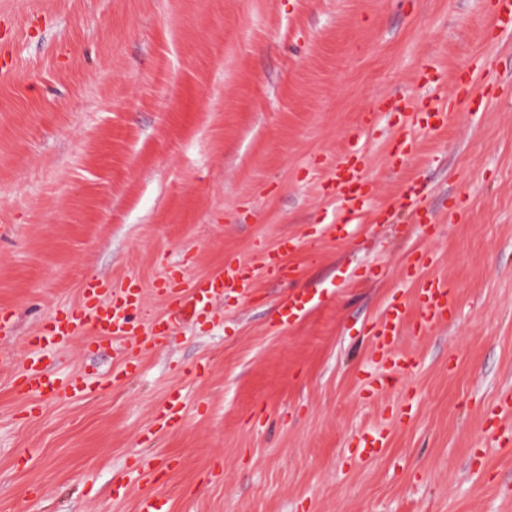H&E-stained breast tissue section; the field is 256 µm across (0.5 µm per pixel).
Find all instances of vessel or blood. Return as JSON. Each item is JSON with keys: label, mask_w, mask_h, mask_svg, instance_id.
<instances>
[{"label": "vessel or blood", "mask_w": 512, "mask_h": 512, "mask_svg": "<svg viewBox=\"0 0 512 512\" xmlns=\"http://www.w3.org/2000/svg\"><path fill=\"white\" fill-rule=\"evenodd\" d=\"M496 76L487 60H479L465 76L455 78L450 92H442L425 102L406 100L397 107L395 132L390 141L388 164L398 169L411 154L420 133L436 132L448 123V110L461 98L475 100L478 91L486 89ZM365 150L360 146L341 155L332 164L322 185L324 193L336 200L339 214L334 224L328 225L330 237H346L352 223L364 213L370 196V183L364 175ZM315 239H284L280 247L264 258L268 275L277 278L294 277L296 269L287 264L288 253L297 247L314 248ZM254 278L253 267L234 261L224 265L221 273L188 281L186 286L170 283L165 287L174 312L191 311L194 318H207L213 302L224 294H249ZM454 290L447 281L434 278L418 279L416 303H408L403 293H394L382 314L368 328L376 351L385 358L396 373H404L411 366L410 358L398 351L401 337L409 324L421 327L447 324L454 307ZM146 297L144 285L136 279L128 280L125 288L112 290L102 282L87 281L83 288V301L79 312L56 311L28 345L31 349L28 366L15 378V388L25 397H59L63 394L91 396L93 383L78 376L58 377L49 374L42 365L43 352L56 350L83 333L108 338L122 344L118 370L129 377L138 369L140 354L162 347L173 327L168 319H155L145 326H138L136 316L141 313ZM314 305V298L307 293L289 294L279 307L278 320L294 322L302 318ZM159 462L153 458L138 457L129 471V479L144 492L137 501V512H170L166 498L153 489L157 481Z\"/></svg>", "instance_id": "obj_1"}]
</instances>
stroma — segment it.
<instances>
[{"label": "stroma", "instance_id": "1", "mask_svg": "<svg viewBox=\"0 0 512 512\" xmlns=\"http://www.w3.org/2000/svg\"><path fill=\"white\" fill-rule=\"evenodd\" d=\"M0 46V351L23 360L91 279L255 269L252 297L176 321L131 377L105 341L46 352L92 396L32 413L0 369V512H135L141 487L112 489L139 455L174 460L171 512H512V455L486 432L512 389V36L492 0H0ZM479 56L493 102L454 103L395 172L377 133L370 215L326 235L327 165L373 105L431 96L423 66L454 77ZM410 179L427 186L415 213L394 206ZM311 231L298 277L265 273L266 251ZM420 248L454 317L405 334L412 374L367 394L386 365L365 328L412 294ZM292 287L320 302L276 324ZM175 394L181 427L152 433ZM374 430L389 446L360 459Z\"/></svg>", "mask_w": 512, "mask_h": 512}]
</instances>
